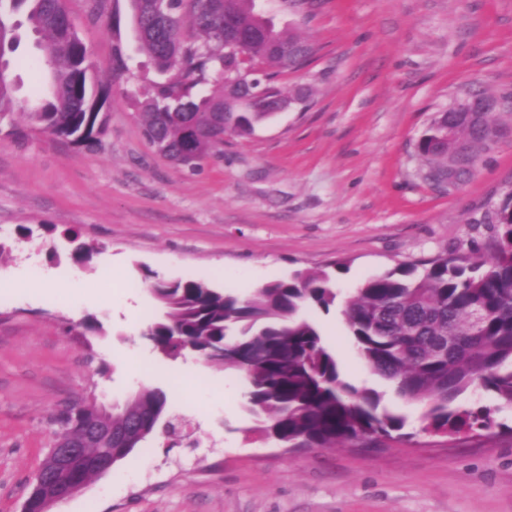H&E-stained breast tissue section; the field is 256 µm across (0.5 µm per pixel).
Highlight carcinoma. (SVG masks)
Here are the masks:
<instances>
[{"instance_id": "cac0c4a2", "label": "carcinoma", "mask_w": 512, "mask_h": 512, "mask_svg": "<svg viewBox=\"0 0 512 512\" xmlns=\"http://www.w3.org/2000/svg\"><path fill=\"white\" fill-rule=\"evenodd\" d=\"M0 124L20 117L77 146L93 147L104 134L107 94L96 79L92 54L64 6L65 0H0ZM141 50L164 76L142 104V130L173 163L195 169L215 153L229 131L251 135L279 114L286 101L307 108L311 88L285 92L286 72L304 69L317 53L309 40L268 24L255 0H131ZM22 13L38 37L48 69L46 91L18 103L5 56L19 44ZM497 113L472 123L439 112L417 143V153L437 180L448 178V135L471 151L489 150ZM204 137L197 155L184 152L186 132ZM494 235L468 256H438L398 265L366 279L342 311L359 358L395 394L425 406L434 432L458 434L494 426L492 409L453 407L467 391L493 394L512 407V192L477 220ZM144 279L160 314L146 327L153 347L176 359L191 351L207 365L241 375L246 410L255 431L283 448H336L359 439H404L407 418L382 405L374 388L349 383L336 354L308 309L336 306L335 275L298 271L241 298L194 280L167 281L150 270ZM96 421L112 434L87 444V457L113 449L125 459L159 432L184 439L168 413L161 389L143 388L112 415L76 402L55 415L65 438L75 418Z\"/></svg>"}]
</instances>
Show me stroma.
Wrapping results in <instances>:
<instances>
[{"mask_svg":"<svg viewBox=\"0 0 512 512\" xmlns=\"http://www.w3.org/2000/svg\"><path fill=\"white\" fill-rule=\"evenodd\" d=\"M66 6L109 93L108 127L86 148L0 126V512H21L54 414L144 387L167 393L194 446L150 438L55 512H512V409L489 432H425L421 406L359 359L340 309L312 316L346 380L383 392L411 441L276 447L255 434L240 376L191 353L165 359L143 335L159 313L147 268L240 297L327 270L345 299L373 274L486 241L479 218L512 188V109L458 187L428 180L416 146L472 91L512 102V0H265L276 28L318 48L279 79L313 100L225 135L193 171L142 135L141 105L163 77L138 48L130 0L99 18L86 0ZM18 35L8 72L23 100L46 66L28 25ZM79 242L95 247L88 264L70 258Z\"/></svg>","mask_w":512,"mask_h":512,"instance_id":"obj_1","label":"stroma"}]
</instances>
